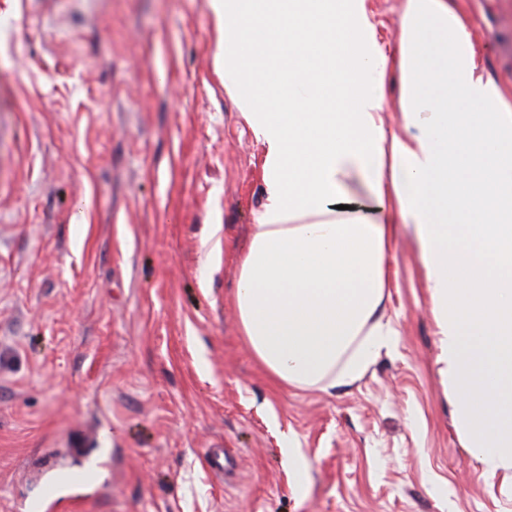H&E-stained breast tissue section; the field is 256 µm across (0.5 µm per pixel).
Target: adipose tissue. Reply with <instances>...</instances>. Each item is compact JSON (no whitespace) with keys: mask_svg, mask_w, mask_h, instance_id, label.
I'll list each match as a JSON object with an SVG mask.
<instances>
[{"mask_svg":"<svg viewBox=\"0 0 512 512\" xmlns=\"http://www.w3.org/2000/svg\"><path fill=\"white\" fill-rule=\"evenodd\" d=\"M216 10L227 88L265 147L233 295L253 354L283 385L360 379L394 343L386 254L410 226L465 444L512 469V83L485 74L465 0H403L391 51L366 0ZM385 100L383 116L386 128L398 132L401 123V113L397 101V86L394 80H390L386 83Z\"/></svg>","mask_w":512,"mask_h":512,"instance_id":"adipose-tissue-1","label":"adipose tissue"}]
</instances>
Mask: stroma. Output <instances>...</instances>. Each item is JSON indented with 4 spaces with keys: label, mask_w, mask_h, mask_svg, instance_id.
Returning a JSON list of instances; mask_svg holds the SVG:
<instances>
[{
    "label": "stroma",
    "mask_w": 512,
    "mask_h": 512,
    "mask_svg": "<svg viewBox=\"0 0 512 512\" xmlns=\"http://www.w3.org/2000/svg\"><path fill=\"white\" fill-rule=\"evenodd\" d=\"M512 81V0H467ZM213 0H0V512L107 462L89 512H512L435 363L411 230L397 336L348 386L275 385L240 331L265 149Z\"/></svg>",
    "instance_id": "obj_1"
}]
</instances>
